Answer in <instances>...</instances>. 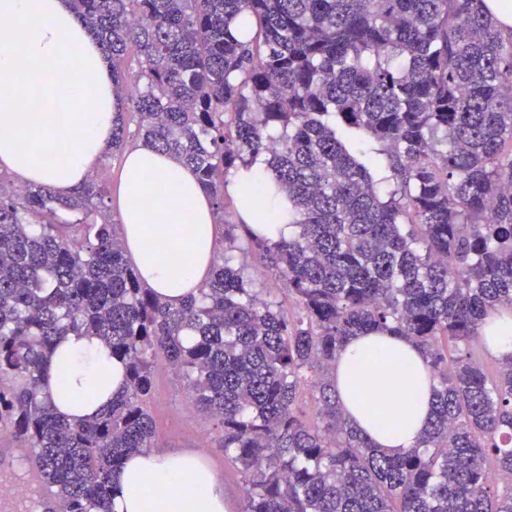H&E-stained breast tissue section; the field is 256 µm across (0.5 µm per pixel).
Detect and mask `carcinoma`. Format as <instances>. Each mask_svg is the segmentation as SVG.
<instances>
[{
  "instance_id": "1",
  "label": "carcinoma",
  "mask_w": 512,
  "mask_h": 512,
  "mask_svg": "<svg viewBox=\"0 0 512 512\" xmlns=\"http://www.w3.org/2000/svg\"><path fill=\"white\" fill-rule=\"evenodd\" d=\"M68 5L112 61L140 58L145 87L114 89L141 143L190 166L218 211L231 174L264 158L297 232L249 236L293 311L223 257L173 307L143 286L104 190L0 182V432L32 450L59 512H110L115 475L153 447L159 354L217 421L243 512H512V357L491 368L479 349L512 309V33L482 0ZM365 138L384 191L352 150ZM375 331L422 349L437 381L404 456L346 420L329 379L348 338ZM71 333L125 366L79 422L41 395Z\"/></svg>"
}]
</instances>
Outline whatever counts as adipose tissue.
I'll use <instances>...</instances> for the list:
<instances>
[{
    "instance_id": "obj_1",
    "label": "adipose tissue",
    "mask_w": 512,
    "mask_h": 512,
    "mask_svg": "<svg viewBox=\"0 0 512 512\" xmlns=\"http://www.w3.org/2000/svg\"><path fill=\"white\" fill-rule=\"evenodd\" d=\"M101 46L66 0H0V164L24 183L66 194L81 188L112 138L118 102ZM64 152L47 163V152ZM174 220L171 234L155 217ZM121 217L127 251L145 287L179 306L208 278L217 228L210 194L177 157L138 146L126 156ZM384 355L370 366V354ZM335 386L350 422L390 456L414 448L431 413L435 379L423 352L382 333L351 337L336 359ZM125 370L92 336H65L42 386L69 420L96 415L124 386ZM157 495L140 491L145 482ZM225 512L224 487L199 455L131 456L114 480L113 512Z\"/></svg>"
}]
</instances>
